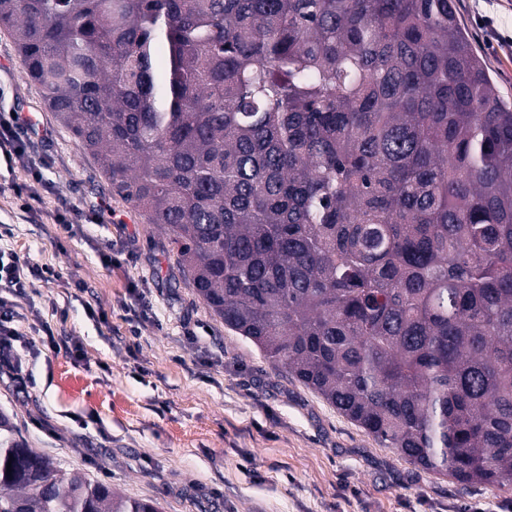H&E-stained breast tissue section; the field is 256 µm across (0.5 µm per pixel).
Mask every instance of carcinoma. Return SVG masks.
<instances>
[{"label":"carcinoma","mask_w":512,"mask_h":512,"mask_svg":"<svg viewBox=\"0 0 512 512\" xmlns=\"http://www.w3.org/2000/svg\"><path fill=\"white\" fill-rule=\"evenodd\" d=\"M0 28L224 326L409 463L512 486V106L454 0H0ZM0 512L161 510L0 413Z\"/></svg>","instance_id":"carcinoma-1"}]
</instances>
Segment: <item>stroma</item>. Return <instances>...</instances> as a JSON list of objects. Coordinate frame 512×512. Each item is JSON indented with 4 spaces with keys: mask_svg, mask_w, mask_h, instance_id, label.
Listing matches in <instances>:
<instances>
[{
    "mask_svg": "<svg viewBox=\"0 0 512 512\" xmlns=\"http://www.w3.org/2000/svg\"><path fill=\"white\" fill-rule=\"evenodd\" d=\"M455 5L512 102V48L486 33L512 37V0ZM7 112L38 126L24 161L0 159V258L29 271L0 412L31 448L162 512H512V487L410 464L213 316L164 230L112 191L0 28Z\"/></svg>",
    "mask_w": 512,
    "mask_h": 512,
    "instance_id": "stroma-1",
    "label": "stroma"
}]
</instances>
